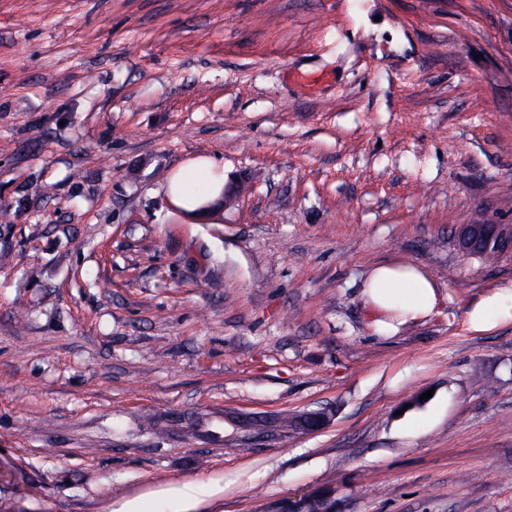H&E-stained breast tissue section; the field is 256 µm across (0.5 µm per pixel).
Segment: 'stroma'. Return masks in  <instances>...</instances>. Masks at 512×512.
Wrapping results in <instances>:
<instances>
[{"label": "stroma", "instance_id": "obj_1", "mask_svg": "<svg viewBox=\"0 0 512 512\" xmlns=\"http://www.w3.org/2000/svg\"><path fill=\"white\" fill-rule=\"evenodd\" d=\"M2 211L0 512H512V321L466 323L512 253L457 244L512 225V0H0ZM393 261L440 300L382 336ZM227 183L224 165L210 157L189 160L172 174L165 186L171 204L191 224L217 220L221 216L216 202L224 193V202L233 203L245 195V184ZM494 224H463L458 231V245L462 252L474 254L483 243V227Z\"/></svg>", "mask_w": 512, "mask_h": 512}]
</instances>
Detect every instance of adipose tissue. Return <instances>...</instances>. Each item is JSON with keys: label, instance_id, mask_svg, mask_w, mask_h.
Masks as SVG:
<instances>
[{"label": "adipose tissue", "instance_id": "ef3b65f1", "mask_svg": "<svg viewBox=\"0 0 512 512\" xmlns=\"http://www.w3.org/2000/svg\"><path fill=\"white\" fill-rule=\"evenodd\" d=\"M224 167L209 157L190 160L176 169L165 186L171 204L184 219L197 224L221 216L217 205L224 193ZM363 294L367 303L382 314L378 332L427 317L438 303L437 286L416 266L386 262L374 266ZM512 319V281L476 303L467 314L469 327L485 331L491 317Z\"/></svg>", "mask_w": 512, "mask_h": 512}]
</instances>
